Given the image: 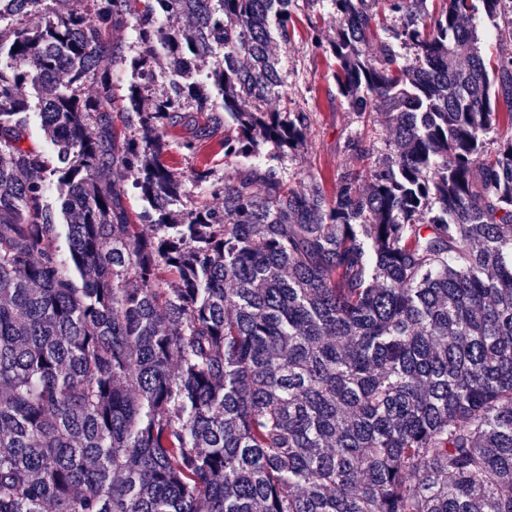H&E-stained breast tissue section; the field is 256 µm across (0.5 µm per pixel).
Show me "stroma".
I'll return each instance as SVG.
<instances>
[{
    "label": "stroma",
    "instance_id": "stroma-1",
    "mask_svg": "<svg viewBox=\"0 0 512 512\" xmlns=\"http://www.w3.org/2000/svg\"><path fill=\"white\" fill-rule=\"evenodd\" d=\"M338 23L339 18L327 0H295L288 24L290 40L275 46L282 61L284 83L279 96L269 99L268 108L274 111L286 102L292 109L309 116L305 148L274 159L280 173L298 189L313 178L333 185L337 173L351 163L343 149L350 135L367 132L379 152L385 151L390 138L382 121L363 125L337 92L329 56L311 47L313 31H320L326 38L334 33ZM166 162L184 174L206 166L220 176L228 167L223 152L212 142L204 143L193 155L186 153L177 142H170Z\"/></svg>",
    "mask_w": 512,
    "mask_h": 512
}]
</instances>
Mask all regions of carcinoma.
I'll list each match as a JSON object with an SVG mask.
<instances>
[{"instance_id":"cac0c4a2","label":"carcinoma","mask_w":512,"mask_h":512,"mask_svg":"<svg viewBox=\"0 0 512 512\" xmlns=\"http://www.w3.org/2000/svg\"><path fill=\"white\" fill-rule=\"evenodd\" d=\"M142 2L0 0V512H512V56L475 43L512 0H328L312 42L391 133L331 190L260 159L306 140L265 108L294 0ZM183 128L232 172L174 171ZM20 94L30 103V109L28 110L27 116L31 139L37 146L47 152H50L53 149V146L44 137L41 128V118L39 114L37 99L35 97L33 86L31 84L24 85L20 90Z\"/></svg>"}]
</instances>
